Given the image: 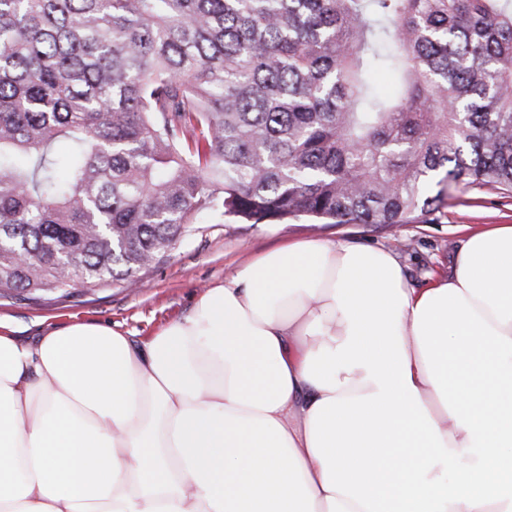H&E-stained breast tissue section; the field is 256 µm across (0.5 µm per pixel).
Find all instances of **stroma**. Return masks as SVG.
I'll return each instance as SVG.
<instances>
[{
  "instance_id": "obj_1",
  "label": "stroma",
  "mask_w": 512,
  "mask_h": 512,
  "mask_svg": "<svg viewBox=\"0 0 512 512\" xmlns=\"http://www.w3.org/2000/svg\"><path fill=\"white\" fill-rule=\"evenodd\" d=\"M512 224V194L472 185L452 191L438 223L241 224L234 219L202 218L174 249L137 274L133 288L113 285L91 292L77 288L62 297L53 293L0 299V321L17 335L31 337L77 322L112 327L143 341L169 322L186 316L200 293L229 281L244 263L282 242L318 237L334 242L378 247L391 252L408 280L425 287L450 273L462 239L461 227Z\"/></svg>"
}]
</instances>
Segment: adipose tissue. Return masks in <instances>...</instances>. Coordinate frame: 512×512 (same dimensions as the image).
I'll list each match as a JSON object with an SVG mask.
<instances>
[{"instance_id": "obj_1", "label": "adipose tissue", "mask_w": 512, "mask_h": 512, "mask_svg": "<svg viewBox=\"0 0 512 512\" xmlns=\"http://www.w3.org/2000/svg\"><path fill=\"white\" fill-rule=\"evenodd\" d=\"M0 512H512V224L427 288L306 238L144 342L0 333Z\"/></svg>"}]
</instances>
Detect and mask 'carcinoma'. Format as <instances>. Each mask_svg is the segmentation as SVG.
<instances>
[{
  "label": "carcinoma",
  "mask_w": 512,
  "mask_h": 512,
  "mask_svg": "<svg viewBox=\"0 0 512 512\" xmlns=\"http://www.w3.org/2000/svg\"><path fill=\"white\" fill-rule=\"evenodd\" d=\"M470 184L512 192V0H0V298L127 287L202 215L432 224Z\"/></svg>",
  "instance_id": "cac0c4a2"
}]
</instances>
